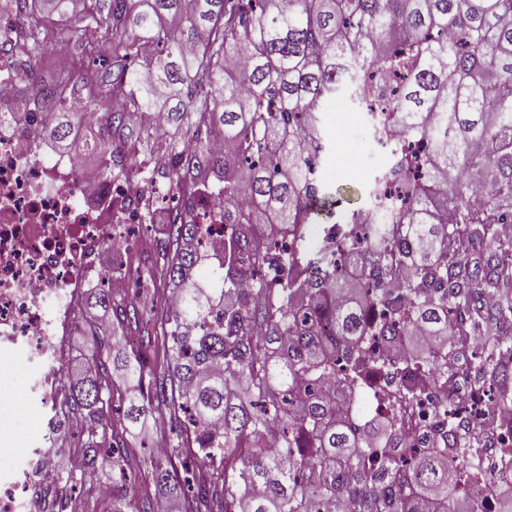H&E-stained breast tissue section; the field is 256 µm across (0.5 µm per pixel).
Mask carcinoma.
Masks as SVG:
<instances>
[{
  "instance_id": "obj_1",
  "label": "carcinoma",
  "mask_w": 512,
  "mask_h": 512,
  "mask_svg": "<svg viewBox=\"0 0 512 512\" xmlns=\"http://www.w3.org/2000/svg\"><path fill=\"white\" fill-rule=\"evenodd\" d=\"M19 11L22 31L0 27L18 55L34 58L49 32L117 70L88 95L94 112L107 104L99 136L79 143L81 116L58 90L1 59L0 79L36 96L45 139L93 158L112 149L114 178L134 150L152 162L139 168L146 185L185 190L165 208L162 243L115 245L177 304L146 319L109 289L96 296L110 324L154 332L163 362L115 354L98 324L93 370L69 387V409L96 422L107 363L136 393L123 423L83 445V472L122 477L112 512H155L138 506L127 450L150 419L165 448L154 480L184 512H480L459 488L466 459L395 461L397 419L362 402L377 373L398 372L394 359L370 363L372 338L392 350L412 330L430 337L410 357L423 374L451 322L499 343L512 328V239L496 232L512 224V0H85L79 16L73 0H19ZM340 95L389 149L368 191L387 206L314 238L335 205L318 171L322 104ZM395 124L422 152L387 143ZM217 196L224 248L211 256L196 215ZM423 392L420 377L400 386L406 402ZM460 439L450 418L436 441Z\"/></svg>"
}]
</instances>
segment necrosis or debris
Listing matches in <instances>:
<instances>
[{
  "instance_id": "1",
  "label": "necrosis or debris",
  "mask_w": 512,
  "mask_h": 512,
  "mask_svg": "<svg viewBox=\"0 0 512 512\" xmlns=\"http://www.w3.org/2000/svg\"><path fill=\"white\" fill-rule=\"evenodd\" d=\"M36 100L17 82L0 81V106L15 118L0 125V349L20 347L40 373L36 386L57 418L54 388L63 366L61 342L73 330L74 309L118 225L140 223L136 199L145 190L136 170L113 180L111 154L88 161L78 151L50 148L38 124L26 114ZM472 337L453 336L443 362L422 400L397 402V382L381 378L384 398L370 397L375 412H394L407 449L424 451L427 435L444 414L495 434L500 447L512 446L504 427L479 388L460 393L459 363L469 357ZM48 451L35 448L13 470L0 475V512H24L35 483L45 480ZM512 485V465L470 472L468 488L484 512H493L502 486Z\"/></svg>"
}]
</instances>
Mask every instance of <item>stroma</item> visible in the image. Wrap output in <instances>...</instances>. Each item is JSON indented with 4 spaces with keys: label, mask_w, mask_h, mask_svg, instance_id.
Returning a JSON list of instances; mask_svg holds the SVG:
<instances>
[{
    "label": "stroma",
    "mask_w": 512,
    "mask_h": 512,
    "mask_svg": "<svg viewBox=\"0 0 512 512\" xmlns=\"http://www.w3.org/2000/svg\"><path fill=\"white\" fill-rule=\"evenodd\" d=\"M78 43H71L67 52L45 51L35 67L43 80L59 84L67 80L80 92H90L97 78L112 75V62L78 63ZM324 134L330 148L323 167L324 185L328 192L339 194L340 200L329 218L330 223H343L349 210L361 206L365 198L361 193L364 181L373 177L383 166L382 150L376 143L366 121L358 118L352 105L344 98L327 103L322 114ZM34 367L28 366L16 354L0 351V388L9 396L0 402V471L11 468L27 454L33 443L50 439L54 454L61 459L81 455V439L71 437L67 428L46 427L42 420L39 397L34 389ZM158 438L154 430L128 438V448L137 463V494L147 501L159 497L150 457ZM112 482V475L99 471L84 475L76 489L64 484L35 487L30 496L28 512H62L65 500L77 498L81 512H112L111 497L99 493L101 485Z\"/></svg>",
    "instance_id": "1"
}]
</instances>
